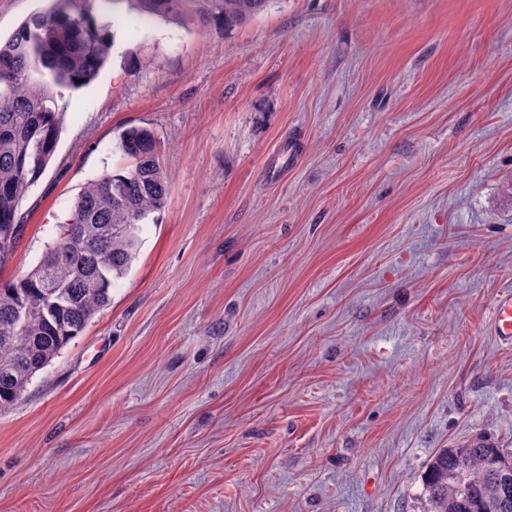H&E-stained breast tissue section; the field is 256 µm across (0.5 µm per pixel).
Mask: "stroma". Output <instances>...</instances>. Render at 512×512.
Returning a JSON list of instances; mask_svg holds the SVG:
<instances>
[{
    "mask_svg": "<svg viewBox=\"0 0 512 512\" xmlns=\"http://www.w3.org/2000/svg\"><path fill=\"white\" fill-rule=\"evenodd\" d=\"M114 18L0 277L130 169L125 128L160 141L167 204L0 412V512H426L438 449L512 448V0ZM491 333L501 341L512 342V290L502 294L495 304Z\"/></svg>",
    "mask_w": 512,
    "mask_h": 512,
    "instance_id": "obj_1",
    "label": "stroma"
}]
</instances>
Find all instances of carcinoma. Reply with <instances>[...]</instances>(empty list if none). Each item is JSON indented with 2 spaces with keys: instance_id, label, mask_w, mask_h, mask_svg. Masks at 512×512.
Masks as SVG:
<instances>
[{
  "instance_id": "cac0c4a2",
  "label": "carcinoma",
  "mask_w": 512,
  "mask_h": 512,
  "mask_svg": "<svg viewBox=\"0 0 512 512\" xmlns=\"http://www.w3.org/2000/svg\"><path fill=\"white\" fill-rule=\"evenodd\" d=\"M47 0L0 42V269L12 259L24 216L20 204L45 173L63 122L54 87H87L112 48L104 4ZM141 20L203 30L244 24L268 0H126ZM81 83H76V80ZM118 149L123 173L85 184L59 236L29 272L0 279V412L18 402L38 372L108 305L135 260L142 224L165 207L168 178L153 132L131 127ZM427 512H512V453L484 436L439 449L423 476Z\"/></svg>"
}]
</instances>
